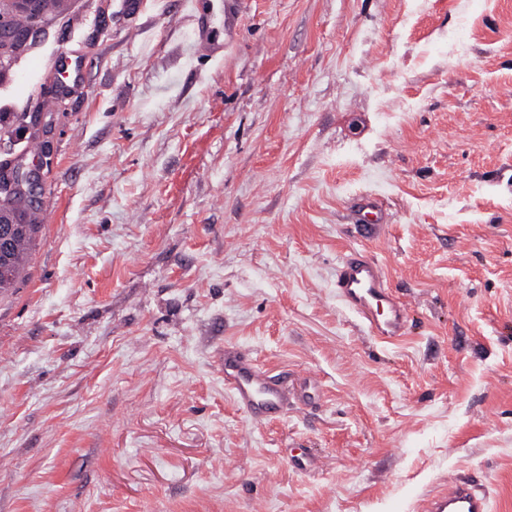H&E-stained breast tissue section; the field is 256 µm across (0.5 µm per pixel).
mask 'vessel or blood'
<instances>
[{"instance_id": "1", "label": "vessel or blood", "mask_w": 512, "mask_h": 512, "mask_svg": "<svg viewBox=\"0 0 512 512\" xmlns=\"http://www.w3.org/2000/svg\"><path fill=\"white\" fill-rule=\"evenodd\" d=\"M336 297L375 338L393 342L403 338L408 306L389 285L382 266L363 251H351L336 269ZM224 385L238 408L252 421L282 415L288 404L287 376L269 375L248 353L224 348ZM420 512H489V499L467 480H454L447 489L430 493Z\"/></svg>"}]
</instances>
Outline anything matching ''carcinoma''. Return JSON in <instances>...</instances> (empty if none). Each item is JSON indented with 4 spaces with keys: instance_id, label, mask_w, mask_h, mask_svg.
I'll return each instance as SVG.
<instances>
[{
    "instance_id": "cac0c4a2",
    "label": "carcinoma",
    "mask_w": 512,
    "mask_h": 512,
    "mask_svg": "<svg viewBox=\"0 0 512 512\" xmlns=\"http://www.w3.org/2000/svg\"><path fill=\"white\" fill-rule=\"evenodd\" d=\"M67 7L66 0H28L23 9L13 11L11 19L18 26L19 18L29 23L30 17L44 11L57 16ZM2 218L10 220L8 224L0 223V233L9 239L8 249L0 253V291L14 288L23 279L28 267L33 243L39 232L37 209L29 206L21 195L4 203Z\"/></svg>"
}]
</instances>
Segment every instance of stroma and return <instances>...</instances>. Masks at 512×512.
Returning a JSON list of instances; mask_svg holds the SVG:
<instances>
[{"mask_svg":"<svg viewBox=\"0 0 512 512\" xmlns=\"http://www.w3.org/2000/svg\"><path fill=\"white\" fill-rule=\"evenodd\" d=\"M197 14L74 0L0 89L52 122L0 294V512H417L458 477L512 512V0H238L214 57ZM354 249L402 340L337 299ZM228 344L316 403L249 421ZM2 210L1 219L7 218L11 224L0 223V233L9 239L8 249L0 253V291L16 288L23 279L40 228L38 207L31 208L22 195L5 202ZM365 209H371V206L368 203L360 205L353 217L354 224L363 236L372 234L378 224H384L383 216L380 213L374 211L363 212ZM336 297L375 338L393 342L403 338L408 306L389 285L382 266L364 251L353 250L336 268Z\"/></svg>","mask_w":512,"mask_h":512,"instance_id":"35a3bbf8","label":"stroma"}]
</instances>
